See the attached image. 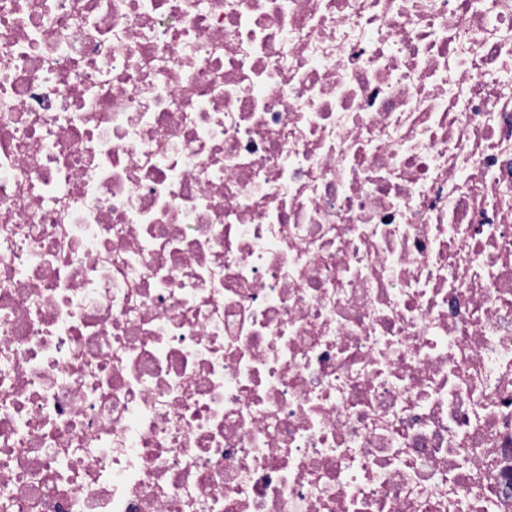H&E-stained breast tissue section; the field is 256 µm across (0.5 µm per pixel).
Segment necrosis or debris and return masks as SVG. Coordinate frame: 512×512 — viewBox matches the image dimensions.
Here are the masks:
<instances>
[{
  "label": "necrosis or debris",
  "instance_id": "necrosis-or-debris-1",
  "mask_svg": "<svg viewBox=\"0 0 512 512\" xmlns=\"http://www.w3.org/2000/svg\"><path fill=\"white\" fill-rule=\"evenodd\" d=\"M0 512H512V0H0Z\"/></svg>",
  "mask_w": 512,
  "mask_h": 512
}]
</instances>
